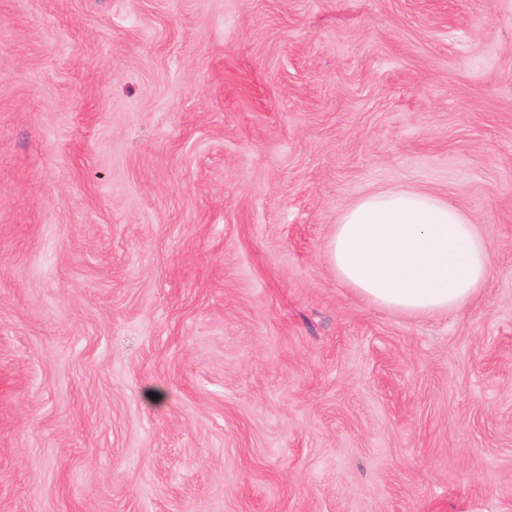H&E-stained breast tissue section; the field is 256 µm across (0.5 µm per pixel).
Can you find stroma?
<instances>
[{
  "label": "stroma",
  "instance_id": "35a3bbf8",
  "mask_svg": "<svg viewBox=\"0 0 512 512\" xmlns=\"http://www.w3.org/2000/svg\"><path fill=\"white\" fill-rule=\"evenodd\" d=\"M386 188L464 307L337 279ZM0 512H512V0H0ZM328 252L342 282L372 303L409 314L460 308L488 274L477 225L417 190H381L361 198L335 224Z\"/></svg>",
  "mask_w": 512,
  "mask_h": 512
}]
</instances>
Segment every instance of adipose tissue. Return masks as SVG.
Listing matches in <instances>:
<instances>
[{"label": "adipose tissue", "instance_id": "ef3b65f1", "mask_svg": "<svg viewBox=\"0 0 512 512\" xmlns=\"http://www.w3.org/2000/svg\"><path fill=\"white\" fill-rule=\"evenodd\" d=\"M328 252L337 277L367 300L409 314L460 308L488 274L476 225L417 190H381L349 207Z\"/></svg>", "mask_w": 512, "mask_h": 512}]
</instances>
